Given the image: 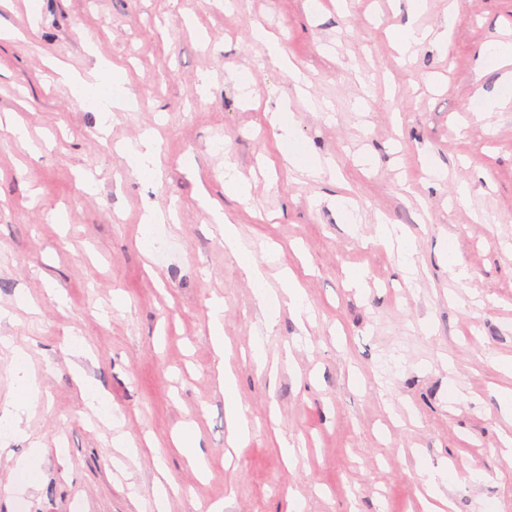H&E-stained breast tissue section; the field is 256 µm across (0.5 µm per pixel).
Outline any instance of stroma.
I'll list each match as a JSON object with an SVG mask.
<instances>
[{
	"label": "stroma",
	"instance_id": "stroma-1",
	"mask_svg": "<svg viewBox=\"0 0 512 512\" xmlns=\"http://www.w3.org/2000/svg\"><path fill=\"white\" fill-rule=\"evenodd\" d=\"M421 3L413 15L408 0H0V119L30 137L0 129V337L12 341L0 345V410L23 419L0 441L13 452L0 456V512H288L292 490L300 512H421L419 466L450 464L455 512H512L500 452L512 372L498 368L512 361V80L478 72L481 53L512 45V0ZM411 18L429 37L405 62L393 35ZM257 26L292 70L253 39ZM101 58L138 101L113 113L104 141L97 112L47 67L86 78ZM279 107L294 116L285 146L266 116ZM149 127L153 179L120 151ZM287 148L331 165L309 174ZM228 165L249 198L225 193ZM341 182L353 224L334 201ZM204 193L256 259L274 250L264 290L225 250ZM148 203L168 220L142 228ZM381 220L414 239L415 275L373 244ZM286 272L315 318L299 327L280 306L260 374V294L280 293ZM18 348L33 405L18 396ZM222 356L251 426L229 467ZM81 380L107 393L106 417L89 414ZM185 423L205 473L172 443ZM118 435L130 451L113 447ZM282 435L304 450L296 464ZM35 446L37 490L10 491L13 457ZM163 476L175 489L161 500ZM210 337L217 354L224 353V302L221 299H214L210 303Z\"/></svg>",
	"mask_w": 512,
	"mask_h": 512
}]
</instances>
